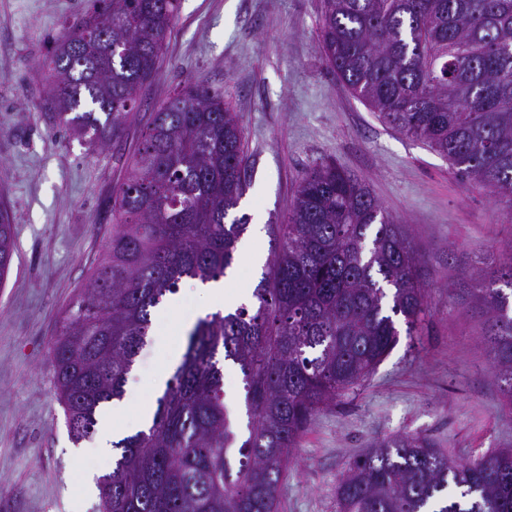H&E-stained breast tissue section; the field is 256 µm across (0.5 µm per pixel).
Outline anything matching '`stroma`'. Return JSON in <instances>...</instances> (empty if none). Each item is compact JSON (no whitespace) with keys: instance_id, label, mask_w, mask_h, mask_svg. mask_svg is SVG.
<instances>
[{"instance_id":"stroma-1","label":"stroma","mask_w":512,"mask_h":512,"mask_svg":"<svg viewBox=\"0 0 512 512\" xmlns=\"http://www.w3.org/2000/svg\"><path fill=\"white\" fill-rule=\"evenodd\" d=\"M94 5L0 0V210L16 242L0 282V512H97L98 493L82 495L79 477L112 465L93 439L70 440L50 345L115 229L114 192L152 113L188 83L221 92L237 116L246 157L238 211L250 224L281 223L301 177L336 163L405 224L430 288L422 335L400 334L372 376L313 417L278 512H337L339 479L377 439L426 435L457 460L512 448L484 317L457 296L474 269L498 261L512 218L351 95L318 49L322 0H181L138 111L119 142L100 148L51 120L43 66L53 39ZM204 303L188 292L173 311L153 310V335L125 385L129 409L152 398L166 345L186 344L179 317Z\"/></svg>"}]
</instances>
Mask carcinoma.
<instances>
[{
  "instance_id": "obj_1",
  "label": "carcinoma",
  "mask_w": 512,
  "mask_h": 512,
  "mask_svg": "<svg viewBox=\"0 0 512 512\" xmlns=\"http://www.w3.org/2000/svg\"><path fill=\"white\" fill-rule=\"evenodd\" d=\"M180 0H99L55 38L48 105L90 145L118 140L156 71ZM319 49L389 128L448 159L512 217V0H323ZM242 131L223 94L187 85L152 115L114 197L107 250L51 348L71 436L90 437L119 400L151 309L185 280L217 281L248 227ZM251 301L198 319L152 425L99 483V512H278L279 484L311 418L422 333V260L365 181L325 163L299 181ZM15 253L0 211V278ZM460 289L512 411V242ZM511 293H506V290ZM242 376L248 436L238 458L220 362ZM340 512H512V448L457 461L427 436L376 441L336 487Z\"/></svg>"
}]
</instances>
